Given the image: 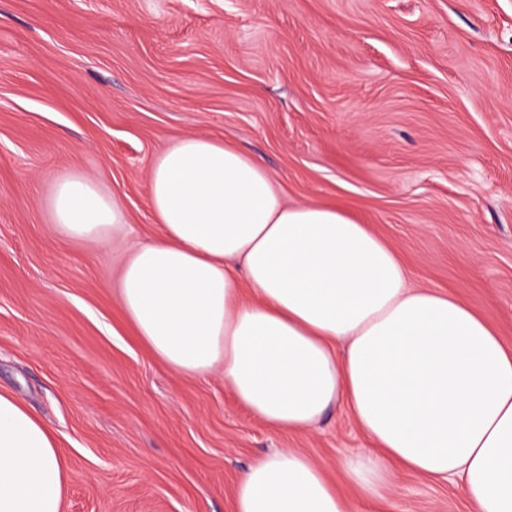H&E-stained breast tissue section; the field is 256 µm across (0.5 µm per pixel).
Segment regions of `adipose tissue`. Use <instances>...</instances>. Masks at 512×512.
Returning <instances> with one entry per match:
<instances>
[{"instance_id": "ef3b65f1", "label": "adipose tissue", "mask_w": 512, "mask_h": 512, "mask_svg": "<svg viewBox=\"0 0 512 512\" xmlns=\"http://www.w3.org/2000/svg\"><path fill=\"white\" fill-rule=\"evenodd\" d=\"M159 238L133 249L116 300L175 373L222 372L250 413L300 431L349 411L375 451L337 465L365 512L399 473L458 485L472 512H512V348L465 300L412 286L398 251L329 204L290 203L256 159L187 134L149 171ZM67 239L125 226L122 201L79 172L49 198ZM56 435L0 394V512H61ZM232 512H352L310 455L284 449L240 477Z\"/></svg>"}]
</instances>
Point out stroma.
Returning <instances> with one entry per match:
<instances>
[{"label": "stroma", "mask_w": 512, "mask_h": 512, "mask_svg": "<svg viewBox=\"0 0 512 512\" xmlns=\"http://www.w3.org/2000/svg\"><path fill=\"white\" fill-rule=\"evenodd\" d=\"M191 133L370 225L512 347V0H0V392L55 432L62 512H230L262 455L305 451L337 482L370 451L342 408L265 425L123 317L117 266L160 233L151 164ZM75 171L122 200L124 238L56 233L48 200ZM385 512L470 505L404 473Z\"/></svg>", "instance_id": "35a3bbf8"}]
</instances>
